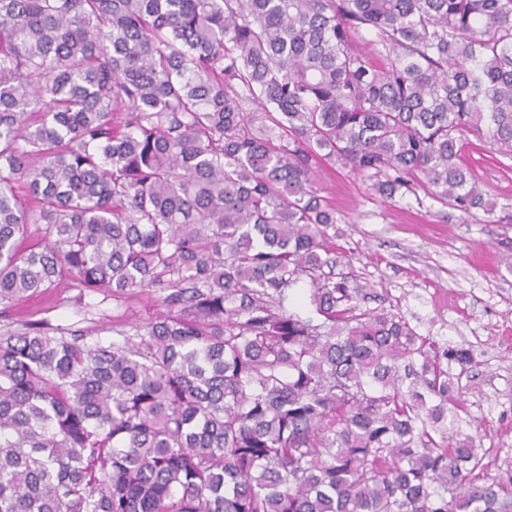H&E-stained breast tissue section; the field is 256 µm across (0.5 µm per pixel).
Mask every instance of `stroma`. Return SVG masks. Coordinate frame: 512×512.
Listing matches in <instances>:
<instances>
[{"mask_svg": "<svg viewBox=\"0 0 512 512\" xmlns=\"http://www.w3.org/2000/svg\"><path fill=\"white\" fill-rule=\"evenodd\" d=\"M460 162L495 201L493 213L462 214L425 185L390 199L367 178L327 163L315 183L338 219L328 230L337 272L376 288L369 306L404 315L421 335L473 351L474 364H452L448 372L493 474L512 464V159L473 143ZM159 309L156 297L118 301L111 291L87 290L67 278L0 304V334L40 320L50 335L77 331L87 342L108 343L113 327L146 324Z\"/></svg>", "mask_w": 512, "mask_h": 512, "instance_id": "stroma-1", "label": "stroma"}]
</instances>
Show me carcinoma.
I'll use <instances>...</instances> for the list:
<instances>
[{
    "instance_id": "1",
    "label": "carcinoma",
    "mask_w": 512,
    "mask_h": 512,
    "mask_svg": "<svg viewBox=\"0 0 512 512\" xmlns=\"http://www.w3.org/2000/svg\"><path fill=\"white\" fill-rule=\"evenodd\" d=\"M471 136L512 158V0H0V304L163 306L0 336V512H512L472 353L361 306L313 189L489 211ZM0 304V334L18 331L31 321L41 320L51 336L86 334L89 343H110L112 327L146 324L160 306L152 295H134L116 301L112 292L78 287L66 277L57 288H49L10 303ZM77 331V332H74Z\"/></svg>"
}]
</instances>
